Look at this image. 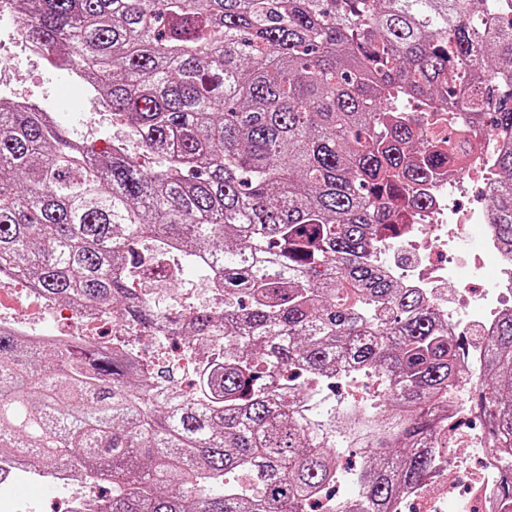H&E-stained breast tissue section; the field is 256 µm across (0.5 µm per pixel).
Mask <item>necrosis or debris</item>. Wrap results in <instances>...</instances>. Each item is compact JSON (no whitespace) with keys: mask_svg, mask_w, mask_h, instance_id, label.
Returning <instances> with one entry per match:
<instances>
[{"mask_svg":"<svg viewBox=\"0 0 512 512\" xmlns=\"http://www.w3.org/2000/svg\"><path fill=\"white\" fill-rule=\"evenodd\" d=\"M1 43L17 45L26 57L43 59L49 65L54 62L53 55L27 39L16 0H0ZM502 145L499 139L474 140L463 152L471 170L480 177L481 207H464L459 197L458 171L442 172L425 184L427 202L411 211L404 230L376 249L384 274L402 287L419 290L447 324L449 334L464 339V380L461 396L449 414L448 436L478 452L480 473L462 485L452 481L419 483L407 494L416 505L414 512H495L498 490L505 478L499 455L486 446L482 430L466 431L461 427L463 420L476 414L468 395L480 380L488 339L499 317L512 310V252L501 246L489 206L497 181L496 156ZM32 296L56 321L84 324L97 318L92 309L49 300L41 297L39 289L30 287L14 310L0 307V327L44 346L88 342L111 347L112 337L108 335L44 330L27 316V300ZM196 306L194 296H183L172 316L150 331L151 337L169 349L176 364L187 373L195 372L206 357L197 346L184 344L174 325L176 317L187 315Z\"/></svg>","mask_w":512,"mask_h":512,"instance_id":"1","label":"necrosis or debris"}]
</instances>
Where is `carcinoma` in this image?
<instances>
[{"mask_svg":"<svg viewBox=\"0 0 512 512\" xmlns=\"http://www.w3.org/2000/svg\"><path fill=\"white\" fill-rule=\"evenodd\" d=\"M502 0H20L59 71L98 87L112 142L0 102V274L118 324L166 315L133 282L171 251L224 289L180 335L224 337L184 389L120 348L0 330V457L112 485L101 512H395L440 463L458 339L367 252L458 156L448 129L512 135ZM143 155L153 166H142ZM492 220L512 246V147ZM475 390L512 474V314ZM379 375L366 408L323 394ZM360 459L340 472L341 454ZM346 480L354 493L335 494Z\"/></svg>","mask_w":512,"mask_h":512,"instance_id":"1","label":"carcinoma"}]
</instances>
